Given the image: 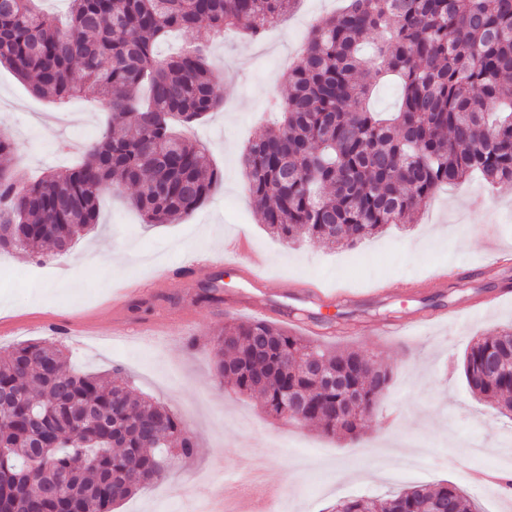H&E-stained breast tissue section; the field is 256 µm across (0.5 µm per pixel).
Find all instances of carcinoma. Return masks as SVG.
<instances>
[{"instance_id":"cac0c4a2","label":"carcinoma","mask_w":512,"mask_h":512,"mask_svg":"<svg viewBox=\"0 0 512 512\" xmlns=\"http://www.w3.org/2000/svg\"><path fill=\"white\" fill-rule=\"evenodd\" d=\"M296 0H69L59 26L36 0L0 12V66L31 92L64 105L98 90L107 124L83 162L24 183L17 145L0 134V251H65L99 221L112 180L147 224H170L207 201L221 175L195 141L174 133L221 107L201 46L167 59L156 43L200 28L260 38ZM402 88L396 112L371 107L376 81ZM274 99L278 122L243 152L259 223L281 240L353 247L407 224L442 185L478 173L512 183V0H348L315 25ZM512 365V327L473 342L462 370L470 390L512 418V375L483 378L486 356ZM314 360L323 377L306 369ZM215 376L260 399L268 415L303 398L307 423L356 439L387 390L389 370L358 350L315 343L264 320L232 321L214 348ZM358 394V409L342 411ZM196 444L180 418L139 394L122 366L112 377L68 368L59 347H0V512H113L163 478L171 445ZM444 501L473 512L451 483L383 498L338 500L332 512H420Z\"/></svg>"}]
</instances>
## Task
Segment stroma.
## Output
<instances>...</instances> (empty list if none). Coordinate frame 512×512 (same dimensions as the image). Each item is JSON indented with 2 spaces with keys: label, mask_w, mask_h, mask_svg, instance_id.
<instances>
[{
  "label": "stroma",
  "mask_w": 512,
  "mask_h": 512,
  "mask_svg": "<svg viewBox=\"0 0 512 512\" xmlns=\"http://www.w3.org/2000/svg\"><path fill=\"white\" fill-rule=\"evenodd\" d=\"M343 7V0H300L293 13L262 39L219 38L208 29L171 35L156 47L164 59L185 44L207 48L221 83L223 107L198 122L193 136L207 149L223 181L194 212L172 224L147 225L122 186L100 200L99 223L64 255L47 253L36 266L22 251L0 254V347L36 340L65 345L70 368L100 374L122 365L133 385L169 407L196 441L193 457H173L164 480L123 501L116 512H196L212 486L249 462L285 494L276 512H331L337 498L382 497L391 492L450 482L463 488L481 512H512V496L477 480L498 476L512 419L495 414L467 388L462 359L477 338L512 326V298L480 318L459 317L412 336H373L377 323L403 322L442 308H463L512 286V265L485 267L491 254L512 255V185L489 188L480 177L441 191L413 221L391 227L363 244L330 249L300 239L288 243L258 224L239 159L269 117L272 98L287 94L283 73L297 59L313 25ZM110 112L94 88L65 105L33 96L0 68V133L20 151L14 168L23 177L77 164ZM245 236L262 260L269 287L255 288L235 271L216 267L219 301L206 302L198 288L178 279L154 281L194 257L224 255V241ZM456 264L462 276L440 284L437 267ZM316 281L347 283L355 296L342 304L300 298L298 286ZM386 294L373 295L379 284ZM139 287L122 319L112 304L127 285ZM249 302L265 321L299 332L289 315L299 309L315 329L332 325L325 342L376 355L392 375L385 394L356 440L282 422L241 396L211 370L215 340L232 319L231 302ZM184 328L166 335L171 318ZM426 456L419 474L401 465L409 445Z\"/></svg>",
  "instance_id": "stroma-1"
}]
</instances>
